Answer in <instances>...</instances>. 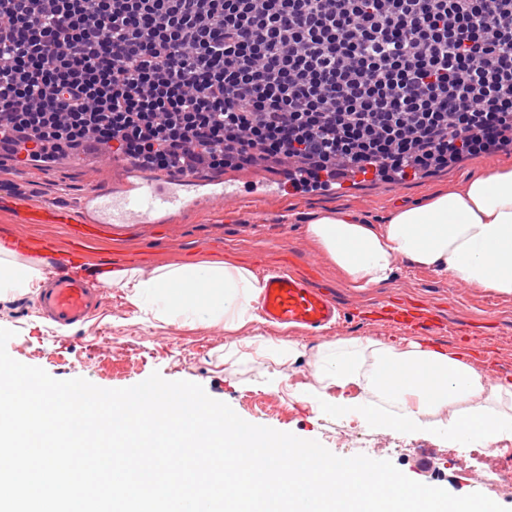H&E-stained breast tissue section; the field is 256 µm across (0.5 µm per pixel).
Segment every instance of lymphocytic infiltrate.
I'll use <instances>...</instances> for the list:
<instances>
[{"label":"lymphocytic infiltrate","instance_id":"obj_1","mask_svg":"<svg viewBox=\"0 0 512 512\" xmlns=\"http://www.w3.org/2000/svg\"><path fill=\"white\" fill-rule=\"evenodd\" d=\"M0 139L405 179L512 145V0H0Z\"/></svg>","mask_w":512,"mask_h":512}]
</instances>
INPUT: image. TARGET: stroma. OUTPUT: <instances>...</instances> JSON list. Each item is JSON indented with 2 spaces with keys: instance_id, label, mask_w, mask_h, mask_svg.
<instances>
[{
  "instance_id": "1",
  "label": "stroma",
  "mask_w": 512,
  "mask_h": 512,
  "mask_svg": "<svg viewBox=\"0 0 512 512\" xmlns=\"http://www.w3.org/2000/svg\"><path fill=\"white\" fill-rule=\"evenodd\" d=\"M505 163L512 164V152L480 156L403 181L374 182L364 177L334 191L248 198L243 209L221 215L189 210L162 216L156 224H127L99 240L87 272L97 277L124 268L217 259L259 275L264 268L287 260L294 269L309 273L317 287L330 291L345 310V318L328 332V339L369 337L392 345L402 343L409 340V333L370 325L351 311L359 304L368 309L391 303L419 307L435 315V351L465 355L481 370L497 369L503 386L512 388V297L472 288L407 263L397 264L390 281L364 291L350 288L328 258H321L315 268L307 266L308 256L317 248L306 228L317 215L349 213L364 223L382 224L396 203H415L432 191L460 187L468 175ZM88 183L80 156L43 167L1 163L0 237H9L17 221L11 194L75 208ZM34 302L31 293L0 301V328L14 332L7 343L13 359L43 368L55 379L82 377L102 388H123L156 371L171 381L202 385L210 397L229 404L247 422L318 441L341 457L353 453L341 442V434L356 428L368 439L380 435L367 421L325 415L300 399V392L313 382L306 357L315 352L319 338L265 322L244 328L247 336L295 338L304 346L305 358L289 365L287 379L275 385L265 376L273 364L263 357L250 354L225 363L224 346L231 338L223 328L202 323L178 328L134 319L120 289L107 288L99 316L72 328L66 338L55 324L37 316ZM393 438L390 447L375 449L373 459L391 461L416 481L426 474L417 467L415 450H424L426 457L436 461L449 446L448 441L423 431L397 432Z\"/></svg>"
}]
</instances>
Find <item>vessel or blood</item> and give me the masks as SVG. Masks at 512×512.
Returning <instances> with one entry per match:
<instances>
[{
	"label": "vessel or blood",
	"mask_w": 512,
	"mask_h": 512,
	"mask_svg": "<svg viewBox=\"0 0 512 512\" xmlns=\"http://www.w3.org/2000/svg\"><path fill=\"white\" fill-rule=\"evenodd\" d=\"M132 177L131 186L117 191L91 183L78 213L62 207L36 205L25 196L15 198L17 224L11 236L13 251L43 258L53 272L46 288L36 300L39 317L62 327L82 324L98 311L102 285L81 273L86 266L88 248L100 237L103 227L123 224H151L156 216L191 208L231 209L240 197V188L232 182L206 184L190 174L159 176L125 162ZM33 224L72 225L76 243L58 248L50 239L33 237ZM265 288L258 307L269 321L307 333L322 332L324 327L341 321L343 314L333 296L311 285L309 280L288 267L266 269ZM386 324L402 330L431 332L427 318L402 305L382 309Z\"/></svg>",
	"instance_id": "1"
}]
</instances>
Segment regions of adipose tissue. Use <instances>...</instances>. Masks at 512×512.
<instances>
[{"mask_svg":"<svg viewBox=\"0 0 512 512\" xmlns=\"http://www.w3.org/2000/svg\"><path fill=\"white\" fill-rule=\"evenodd\" d=\"M311 241L351 287L388 282L397 257L448 275L453 281L512 296V166L469 176L461 189L440 190L418 204L393 208L386 224L372 226L345 213H326L307 226ZM40 267L0 249V299L39 290ZM126 292L137 312L168 325L204 322L236 335L231 350L253 347L278 365L303 354L298 341L242 336L255 322L263 284L248 268L203 260L150 270L126 268L103 275ZM315 385L303 392L319 411L359 416L400 431L444 429L451 443L485 448L512 435V414L503 404L512 391L456 353L441 354L417 342L396 347L368 337L320 344L312 356ZM356 385L353 399L332 387ZM453 408L448 425L435 417Z\"/></svg>","mask_w":512,"mask_h":512,"instance_id":"adipose-tissue-1","label":"adipose tissue"}]
</instances>
